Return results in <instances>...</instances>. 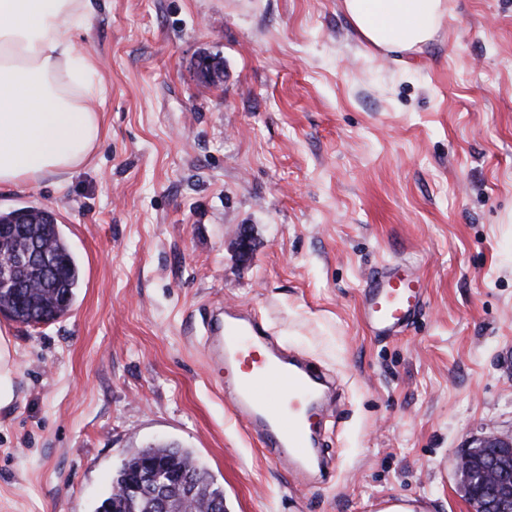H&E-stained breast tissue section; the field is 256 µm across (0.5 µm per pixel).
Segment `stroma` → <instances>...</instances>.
I'll list each match as a JSON object with an SVG mask.
<instances>
[{
    "mask_svg": "<svg viewBox=\"0 0 512 512\" xmlns=\"http://www.w3.org/2000/svg\"><path fill=\"white\" fill-rule=\"evenodd\" d=\"M96 4L76 35L104 88L92 162L0 188V210L55 213L83 273L60 319L0 315V512H95L156 442L193 451L226 512H473L457 457L512 431V0H447L407 53L369 47L342 0ZM398 260L427 303L379 339L361 293ZM213 304L335 379L322 481L227 409ZM0 408L9 405L13 399V390L10 384V369L8 366L9 352L7 344L0 332Z\"/></svg>",
    "mask_w": 512,
    "mask_h": 512,
    "instance_id": "35a3bbf8",
    "label": "stroma"
}]
</instances>
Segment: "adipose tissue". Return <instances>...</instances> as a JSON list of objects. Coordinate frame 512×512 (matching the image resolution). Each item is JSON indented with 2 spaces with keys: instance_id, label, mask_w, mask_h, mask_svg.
Listing matches in <instances>:
<instances>
[{
  "instance_id": "obj_1",
  "label": "adipose tissue",
  "mask_w": 512,
  "mask_h": 512,
  "mask_svg": "<svg viewBox=\"0 0 512 512\" xmlns=\"http://www.w3.org/2000/svg\"><path fill=\"white\" fill-rule=\"evenodd\" d=\"M360 37L389 52L420 49L439 34L446 0H343ZM95 0H0V186H22L85 164L102 115L103 88L76 32Z\"/></svg>"
}]
</instances>
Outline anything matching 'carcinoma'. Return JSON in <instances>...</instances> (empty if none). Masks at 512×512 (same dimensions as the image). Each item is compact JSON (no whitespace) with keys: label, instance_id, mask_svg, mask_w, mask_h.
<instances>
[{"label":"carcinoma","instance_id":"obj_1","mask_svg":"<svg viewBox=\"0 0 512 512\" xmlns=\"http://www.w3.org/2000/svg\"><path fill=\"white\" fill-rule=\"evenodd\" d=\"M23 228L21 235L0 239V246L17 254L30 251L44 255L59 269L60 275L52 281L47 280L44 276L45 266L34 265L25 273L30 288L23 301H17L11 289H0V314L28 325L43 318H61L71 309L80 288L81 272L77 260L62 237L52 213L37 212L35 223L25 224ZM147 454L173 469L190 473L195 489L193 500L186 501V495L174 483L162 499L147 489L139 494L128 493L123 503L116 504L108 496L98 506L97 512H186L188 509L194 512H224L222 508L217 511L211 508L216 501L224 504L223 490L190 450L172 443H156L148 446ZM142 457L140 451L128 457L113 477L112 484L120 486L128 479L136 480Z\"/></svg>","mask_w":512,"mask_h":512}]
</instances>
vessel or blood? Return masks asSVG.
Returning a JSON list of instances; mask_svg holds the SVG:
<instances>
[{"label":"vessel or blood","mask_w":512,"mask_h":512,"mask_svg":"<svg viewBox=\"0 0 512 512\" xmlns=\"http://www.w3.org/2000/svg\"><path fill=\"white\" fill-rule=\"evenodd\" d=\"M426 298L424 281L413 264L384 265L365 281L363 321L374 336H399L420 313ZM208 324L222 338L235 414L292 471L312 474L328 467L318 434L330 391L328 381L301 359L275 348L249 319L228 312L209 316Z\"/></svg>","instance_id":"vessel-or-blood-1"}]
</instances>
